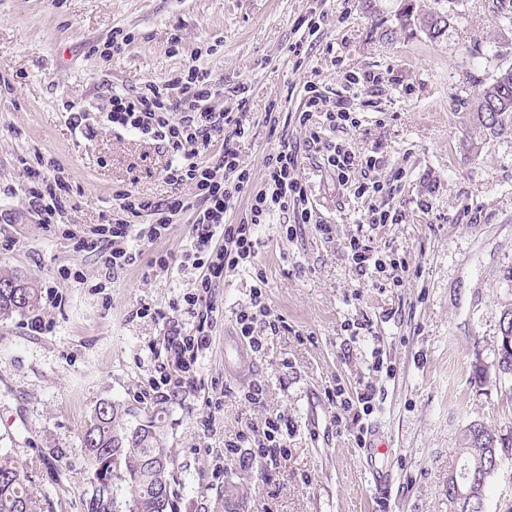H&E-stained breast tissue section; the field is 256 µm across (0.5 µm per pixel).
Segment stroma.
<instances>
[{"mask_svg":"<svg viewBox=\"0 0 512 512\" xmlns=\"http://www.w3.org/2000/svg\"><path fill=\"white\" fill-rule=\"evenodd\" d=\"M399 0H0V276L35 280L38 310L0 318V452L28 464L38 512H84L89 474L81 432L97 402L150 403L163 380L181 384L166 406L165 446L174 458L177 512H224V486L242 484L238 512H454L448 475L461 435L472 423L512 436V398L491 364L503 303L512 301V132L471 142L453 95L466 75L489 80L512 65V22L496 0H462L443 40L400 27ZM327 9L316 44L303 61L286 47L306 33L305 19ZM135 34L106 59L97 45L113 27ZM182 44L171 52L167 39ZM190 65L225 87L248 83L250 130L243 153L254 183L264 157L305 132L294 121L307 82L339 93L349 71L370 70L382 82L365 97L360 125L326 132L358 152L380 148L402 170L387 196L402 223L373 230L382 256L405 259L402 286L379 287V274L357 276L344 243L356 234L367 201L355 198L299 152L311 189L313 222L298 238L279 220L262 225L255 270L268 302L291 333L270 337L250 356L248 375L224 364V342L236 337L235 314L248 300L255 270L235 272L213 291L211 345L197 362L159 347L173 299L190 292L179 269L190 226H172L146 248V262L116 279L102 258L77 250L73 238L112 213L114 192L162 197L169 156L141 135L96 121L94 135L70 115L95 111L112 92L139 89ZM279 116L277 128L265 120ZM64 166L72 190L63 223L39 224L25 207L23 170ZM333 227L325 239L319 225ZM167 257L155 272L149 258ZM87 281L63 279L64 270ZM146 317H137L140 309ZM44 331H33L35 321ZM367 321L372 334L350 338ZM266 385L265 408L240 399L247 377ZM376 382L381 395L363 422L383 435L386 489L362 464L354 425L336 426L330 394L355 398ZM219 409L209 410L215 390ZM287 414L288 455L278 469H244L224 442L265 412ZM214 415L211 430L202 420Z\"/></svg>","mask_w":512,"mask_h":512,"instance_id":"stroma-1","label":"stroma"}]
</instances>
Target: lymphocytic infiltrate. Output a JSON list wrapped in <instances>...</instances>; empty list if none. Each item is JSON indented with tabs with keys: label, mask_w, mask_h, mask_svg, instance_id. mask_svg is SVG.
Instances as JSON below:
<instances>
[{
	"label": "lymphocytic infiltrate",
	"mask_w": 512,
	"mask_h": 512,
	"mask_svg": "<svg viewBox=\"0 0 512 512\" xmlns=\"http://www.w3.org/2000/svg\"><path fill=\"white\" fill-rule=\"evenodd\" d=\"M374 73L364 72L362 78L349 80L344 95L329 98L316 87L305 90V102L295 120L307 133V145L322 153L325 167L339 185H347L353 174H360L355 186L358 197L377 191L375 173L383 171L388 160L383 152L371 150L358 154L343 143L324 141L323 130H348L358 127L357 114L362 96L376 86ZM208 70L189 66L160 80L147 81L139 90L112 93L102 106L106 121L112 127L137 132L161 146L170 156L165 180L177 189L164 198H147L130 190L115 194L119 217L102 216L91 236L78 237L77 249L100 252L104 265L119 274L141 260L144 246L166 238L172 225L188 220L191 247L182 255L180 267L189 275L193 292L173 301V314L165 322L161 345L184 365L196 363L198 355L210 345L212 307L210 293L217 282L239 269L255 267L258 256L259 228L282 216L281 233L294 239L305 224L313 220L311 191L298 174V146L287 144L263 159L266 179L262 188L250 190L252 173L243 155V143L249 134L250 96L247 83L231 87L234 107L216 109L212 102L222 96ZM321 116L322 125H315L314 116ZM223 133L220 148L208 159H201L200 150L209 146L216 133ZM28 208L39 223H60L65 214V201L70 183L61 166H54L52 176L35 170L27 171L22 183ZM247 193L244 211H237L240 193ZM239 213L237 223L226 221L227 214ZM150 215L152 223H138L141 215ZM398 212L381 206H369L364 215L366 231L351 236L345 245L358 276L369 269L388 270L394 285H401L405 262L384 265L375 256L370 230L383 224L401 223ZM249 303L235 315L239 336L251 352L264 350L265 340L289 330L287 321L274 314L266 298V281L256 275L249 291ZM192 319L195 335L183 333L184 319ZM288 417L284 413L264 416L260 423L248 424L235 440L225 442L227 454L238 448L251 447L248 465L265 470L276 469L287 452Z\"/></svg>",
	"instance_id": "lymphocytic-infiltrate-1"
}]
</instances>
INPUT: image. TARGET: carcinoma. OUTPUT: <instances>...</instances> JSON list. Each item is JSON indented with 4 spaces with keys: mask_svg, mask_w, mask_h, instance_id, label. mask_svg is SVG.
Instances as JSON below:
<instances>
[{
    "mask_svg": "<svg viewBox=\"0 0 512 512\" xmlns=\"http://www.w3.org/2000/svg\"><path fill=\"white\" fill-rule=\"evenodd\" d=\"M401 27L410 20L427 17L436 10H425L416 0H405ZM468 114L470 139L476 141L497 135L512 127V67L502 69L489 82L482 83L476 96L462 98ZM24 283L23 298L10 291H0V316L25 314L38 309L40 291L29 279L18 273L0 276V288ZM176 399V391L141 407L126 406L102 400L94 407L82 432L86 468L93 480L85 491L87 512H114L112 479L127 485L133 509L130 512H174L171 490L173 458L165 463L150 464L152 457L164 447L166 407ZM463 455L460 470L471 476L483 475L490 467L487 448H512V440L496 435L485 425L465 430L461 438ZM23 468L8 454L0 453V512H35L33 493L27 485Z\"/></svg>",
    "mask_w": 512,
    "mask_h": 512,
    "instance_id": "cac0c4a2",
    "label": "carcinoma"
}]
</instances>
